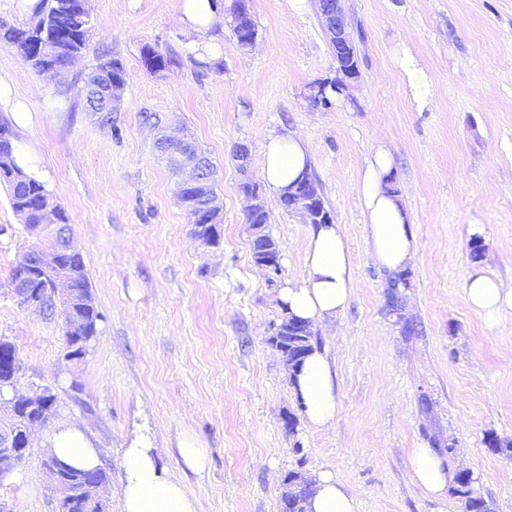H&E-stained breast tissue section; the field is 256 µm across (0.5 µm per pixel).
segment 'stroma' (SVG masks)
Listing matches in <instances>:
<instances>
[{"label": "stroma", "mask_w": 512, "mask_h": 512, "mask_svg": "<svg viewBox=\"0 0 512 512\" xmlns=\"http://www.w3.org/2000/svg\"><path fill=\"white\" fill-rule=\"evenodd\" d=\"M219 3L203 37L178 24L179 0H89V46L58 76L33 71L0 39L9 92L0 124L13 133L18 163L65 209L103 316L85 355L67 359L61 318L12 299L14 266L51 242L27 232L0 183V342L16 350L21 390L56 396L24 466L0 483V500L12 512H58L42 461L50 435L72 424L110 472L114 505L124 450L137 439L186 482L199 512H280L291 471L335 474L360 512H464L454 492L426 496L412 476L411 449L436 442L452 446L449 465L473 475L492 512H512V458L486 443L491 434L512 439V335L490 328L463 292L478 268L512 280V0H345L360 74L325 108L308 99L310 86L337 76L316 0L299 11L289 0H251L250 47L236 42L232 0ZM203 40L217 55L200 49ZM147 45L179 65L149 71ZM106 53L126 72L110 128L80 95ZM407 57L418 84L402 67ZM269 130L305 140L353 256L347 309L330 327L313 325L336 364L338 412L322 428L304 418L269 343L284 314L280 290L304 272L310 227L268 204L265 231L281 263L273 276L254 264L245 222L240 183L261 180ZM162 131L190 134L217 167L218 246L194 238L155 148ZM240 143L250 148L244 172ZM381 145L418 243L399 317L386 311V277L362 215L361 175ZM404 317L417 334H404ZM188 433L208 453L199 474L178 453Z\"/></svg>", "instance_id": "stroma-1"}]
</instances>
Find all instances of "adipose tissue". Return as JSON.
Wrapping results in <instances>:
<instances>
[{
	"instance_id": "1",
	"label": "adipose tissue",
	"mask_w": 512,
	"mask_h": 512,
	"mask_svg": "<svg viewBox=\"0 0 512 512\" xmlns=\"http://www.w3.org/2000/svg\"><path fill=\"white\" fill-rule=\"evenodd\" d=\"M262 175L271 199H279L294 182L310 171L305 141L296 135L266 134L262 143ZM393 156L378 147L368 160L361 178L364 223L375 263L388 274L407 269L416 254L417 239L391 176ZM305 274L282 288L279 299L289 314L315 321H333L342 315L354 289V268L342 225L313 227L304 253ZM469 308L492 327L505 323L512 313V283L478 271L464 289ZM294 388L307 421L316 427L333 422L338 406L336 368L320 350L312 351L294 377ZM49 449L62 463L91 470L100 465L95 448L74 426L57 429ZM416 483L427 494L442 495L454 474L442 457L430 448L410 452ZM125 483L119 512H198L194 495L184 482L160 467L153 448L134 444L124 454ZM307 512H359V502L336 476L321 472Z\"/></svg>"
}]
</instances>
